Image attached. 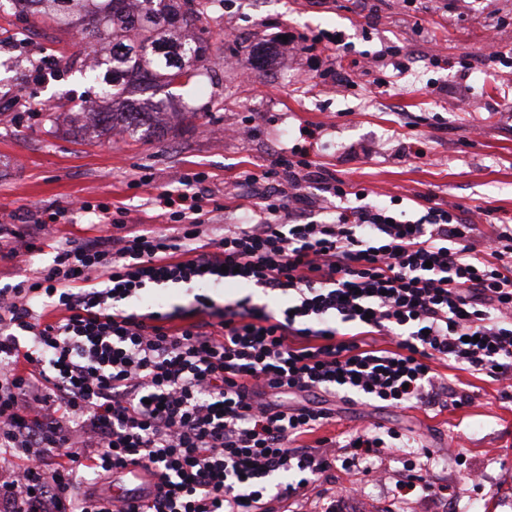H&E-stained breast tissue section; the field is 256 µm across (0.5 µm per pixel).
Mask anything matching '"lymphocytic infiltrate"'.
<instances>
[{"instance_id":"obj_1","label":"lymphocytic infiltrate","mask_w":512,"mask_h":512,"mask_svg":"<svg viewBox=\"0 0 512 512\" xmlns=\"http://www.w3.org/2000/svg\"><path fill=\"white\" fill-rule=\"evenodd\" d=\"M206 181L183 171L156 194L159 232L99 205L112 234L57 243L49 265L0 285V512H304L313 494L336 512L355 491L332 471L371 475L406 441L392 429L324 436L331 412L281 397L442 410L473 397L433 361L512 378V225L494 207L477 210L478 250L458 205L427 194L409 219L295 149L240 173L251 220L206 240ZM66 214L1 223L0 257L36 251ZM169 283H242L282 304L199 294L187 311H128ZM128 467L153 470L162 491L99 494ZM390 483L402 499L447 495L422 462Z\"/></svg>"}]
</instances>
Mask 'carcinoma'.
Wrapping results in <instances>:
<instances>
[{"mask_svg": "<svg viewBox=\"0 0 512 512\" xmlns=\"http://www.w3.org/2000/svg\"><path fill=\"white\" fill-rule=\"evenodd\" d=\"M0 0L10 3L15 16L42 24L67 35L79 29L85 43L98 47L92 71L103 72V101L93 122L78 112L74 123L85 130L92 125L103 131L117 128L134 135L141 127L152 128L159 112L149 104L127 99L138 83L169 87L174 77L188 83L199 75L208 59L204 38L203 0Z\"/></svg>", "mask_w": 512, "mask_h": 512, "instance_id": "obj_1", "label": "carcinoma"}]
</instances>
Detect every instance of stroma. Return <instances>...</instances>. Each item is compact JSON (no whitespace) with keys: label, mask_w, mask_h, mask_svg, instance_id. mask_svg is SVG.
<instances>
[{"label":"stroma","mask_w":512,"mask_h":512,"mask_svg":"<svg viewBox=\"0 0 512 512\" xmlns=\"http://www.w3.org/2000/svg\"><path fill=\"white\" fill-rule=\"evenodd\" d=\"M495 15L500 51L512 57V0H208L205 25L210 57L202 74L171 90L173 110L146 136L94 138L73 127L68 112L97 87L67 68L65 55L90 48L79 37L54 38L52 31L25 27L0 12V219L20 213L25 220L47 208H68V218L49 227L57 240L104 235L97 212L75 203H104L128 213L129 224L161 229L153 197L172 185L182 169L210 176L223 223L247 222L246 201L236 199L235 181L246 169L266 168L275 154L300 147L312 160L366 188L372 201L430 194L473 210L491 202L503 220L512 219V67L486 62V18ZM342 31L362 57L375 60L372 74L355 86L333 83L334 59L321 51L280 55L279 36H313ZM413 49L410 70L385 90L375 77L392 72L389 50ZM473 67L462 72L461 58ZM437 56V64L422 55ZM445 85L443 94L431 84ZM251 121L253 135L240 140L213 136L214 128ZM317 130L301 140L298 129ZM424 156H417V149ZM150 184H139L142 174ZM185 284L151 286L130 303L131 311L172 310L193 302ZM450 382L465 386L471 405L444 411L336 404L324 435L393 428L430 448L433 478L447 485V500L420 504L367 487L347 501L345 512H471L472 501L488 512H512V399L487 372L436 363ZM485 473L475 487L468 471Z\"/></svg>","instance_id":"stroma-1"}]
</instances>
